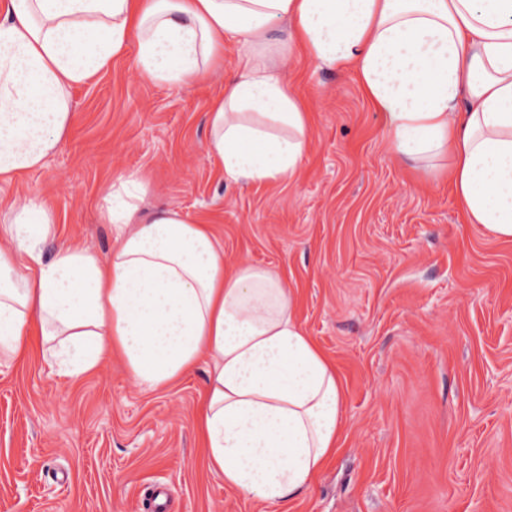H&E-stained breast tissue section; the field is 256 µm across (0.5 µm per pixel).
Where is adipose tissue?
<instances>
[{"mask_svg":"<svg viewBox=\"0 0 512 512\" xmlns=\"http://www.w3.org/2000/svg\"><path fill=\"white\" fill-rule=\"evenodd\" d=\"M228 35L247 51L206 114V149L227 183L296 175L311 141L288 84L299 49L352 69L389 151L427 172L448 158L469 223L512 241V0H11L0 15V180L45 166L71 124L72 87L128 48L147 81L186 87L222 61ZM146 192L137 172L101 187L116 230L105 261L76 239L45 259L52 212L0 197V357L26 359L35 331L58 374L117 360L150 390L206 362L195 426L208 468L283 512L340 446L336 367L275 270L225 267L213 225L178 211L142 220Z\"/></svg>","mask_w":512,"mask_h":512,"instance_id":"obj_1","label":"adipose tissue"}]
</instances>
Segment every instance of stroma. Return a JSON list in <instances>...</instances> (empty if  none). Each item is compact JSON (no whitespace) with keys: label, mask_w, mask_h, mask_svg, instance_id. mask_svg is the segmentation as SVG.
I'll return each instance as SVG.
<instances>
[{"label":"stroma","mask_w":512,"mask_h":512,"mask_svg":"<svg viewBox=\"0 0 512 512\" xmlns=\"http://www.w3.org/2000/svg\"><path fill=\"white\" fill-rule=\"evenodd\" d=\"M242 43L189 88L143 79L134 51L71 91L73 123L46 165L0 193L38 196L58 240L108 258L99 189L141 172L143 216L214 225L224 262L277 271L335 364L344 442L288 512H512V242L469 223L447 175L388 152L349 70L299 54L310 111L292 180L231 185L207 154L206 114ZM205 366L148 391L116 362L78 378L40 357L0 360V512H141L165 483L173 512H261L208 471L194 416Z\"/></svg>","instance_id":"obj_1"}]
</instances>
